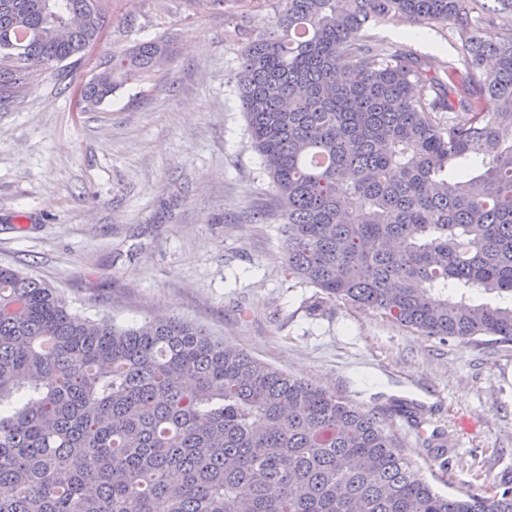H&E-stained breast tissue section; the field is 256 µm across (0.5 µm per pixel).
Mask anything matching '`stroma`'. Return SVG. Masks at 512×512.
Masks as SVG:
<instances>
[{
	"instance_id": "stroma-1",
	"label": "stroma",
	"mask_w": 512,
	"mask_h": 512,
	"mask_svg": "<svg viewBox=\"0 0 512 512\" xmlns=\"http://www.w3.org/2000/svg\"><path fill=\"white\" fill-rule=\"evenodd\" d=\"M113 25L88 56L0 78V265L61 288L80 316L120 325L171 315L363 409L421 406L428 452L405 419L391 431L443 494L512 484V345L441 342L379 314L320 300L288 281L271 184L247 132L234 76L237 26L257 17L227 0H102ZM441 67L450 28L404 37ZM171 38L175 55L94 109L80 98L100 61Z\"/></svg>"
}]
</instances>
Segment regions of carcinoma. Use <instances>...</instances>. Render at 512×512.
Returning a JSON list of instances; mask_svg holds the SVG:
<instances>
[{
    "instance_id": "obj_1",
    "label": "carcinoma",
    "mask_w": 512,
    "mask_h": 512,
    "mask_svg": "<svg viewBox=\"0 0 512 512\" xmlns=\"http://www.w3.org/2000/svg\"><path fill=\"white\" fill-rule=\"evenodd\" d=\"M241 2L262 26L237 29L235 80L288 278L425 336L511 344L512 0ZM390 20L453 26L458 60L383 43L372 27ZM108 24L101 0H0V66L17 80L80 59ZM172 53L161 38L112 54L81 100ZM396 415L418 423L408 403L362 409L176 316L81 318L0 265V512H512L508 485L436 492Z\"/></svg>"
}]
</instances>
